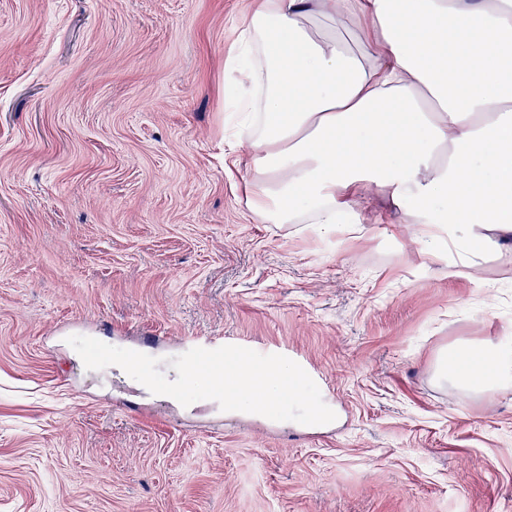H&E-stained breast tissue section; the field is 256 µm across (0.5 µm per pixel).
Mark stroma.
<instances>
[{"label": "stroma", "instance_id": "stroma-1", "mask_svg": "<svg viewBox=\"0 0 512 512\" xmlns=\"http://www.w3.org/2000/svg\"><path fill=\"white\" fill-rule=\"evenodd\" d=\"M248 0H0V512H512V253L452 277L371 186L319 236L261 224L224 168ZM85 335L288 345L336 414L311 429L87 369ZM511 372V354L497 347L466 353L451 349L440 364V376L463 390L494 386Z\"/></svg>", "mask_w": 512, "mask_h": 512}]
</instances>
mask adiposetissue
Here are the masks:
<instances>
[{
    "label": "adipose tissue",
    "instance_id": "ef3b65f1",
    "mask_svg": "<svg viewBox=\"0 0 512 512\" xmlns=\"http://www.w3.org/2000/svg\"><path fill=\"white\" fill-rule=\"evenodd\" d=\"M238 50L226 147L261 223L335 234L366 182L453 273L512 240V0H255ZM440 375L490 387L512 355L452 349Z\"/></svg>",
    "mask_w": 512,
    "mask_h": 512
}]
</instances>
